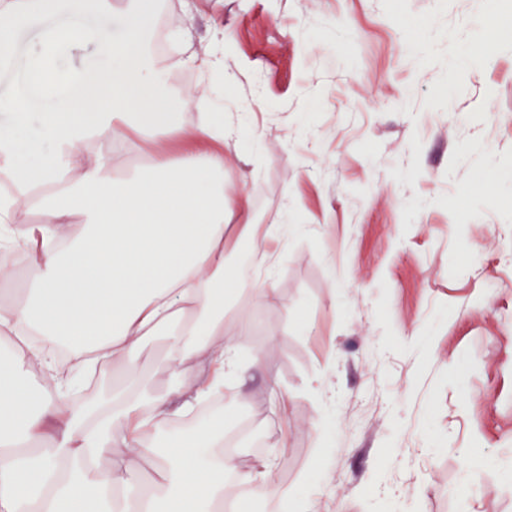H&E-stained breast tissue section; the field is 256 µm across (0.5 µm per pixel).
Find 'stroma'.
Instances as JSON below:
<instances>
[{"instance_id": "1", "label": "stroma", "mask_w": 512, "mask_h": 512, "mask_svg": "<svg viewBox=\"0 0 512 512\" xmlns=\"http://www.w3.org/2000/svg\"><path fill=\"white\" fill-rule=\"evenodd\" d=\"M512 0H158L151 43L224 141V190L274 239L276 300L239 299L224 340L261 367L224 382L271 480L309 512H512ZM237 84L202 77L214 29ZM491 54L470 56L474 42ZM74 96L30 93L20 140ZM166 328L88 403L166 388ZM485 467L468 469L463 449Z\"/></svg>"}]
</instances>
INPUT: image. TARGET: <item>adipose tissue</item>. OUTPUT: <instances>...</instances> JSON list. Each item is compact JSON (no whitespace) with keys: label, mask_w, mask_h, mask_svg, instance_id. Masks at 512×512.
Masks as SVG:
<instances>
[{"label":"adipose tissue","mask_w":512,"mask_h":512,"mask_svg":"<svg viewBox=\"0 0 512 512\" xmlns=\"http://www.w3.org/2000/svg\"><path fill=\"white\" fill-rule=\"evenodd\" d=\"M101 17L122 12L123 33L108 26H47L65 0H0V66L20 29L36 30L40 49L22 68L47 98L78 86L81 72L62 74L59 56L94 43L114 65L99 90L70 111L46 112L27 143L0 137V175L13 192L0 198V278L25 251L38 273L27 299L0 308V334L20 342L0 361V512H222L224 471L217 456L224 426L176 436L166 452L145 441L209 398L242 371L243 342L224 344L227 291L243 286L224 257L248 242L270 266L246 194L227 198L224 132L202 97L172 86L149 51L153 0H87ZM150 137L149 165L135 177L112 173V143ZM50 144L40 163L25 153ZM55 191L31 203L38 185ZM40 221L28 223L31 206ZM80 232H73L74 220ZM256 299L275 291L245 284ZM168 328L166 369L176 383L149 399L135 388L89 405L73 398L68 362L90 375L127 364L153 330ZM199 375L177 377L185 364ZM49 382L36 389L31 369ZM110 460L100 468L99 458ZM155 465L158 483L144 489L134 460ZM270 463L241 473L263 512H281L287 489L269 478Z\"/></svg>","instance_id":"ef3b65f1"}]
</instances>
